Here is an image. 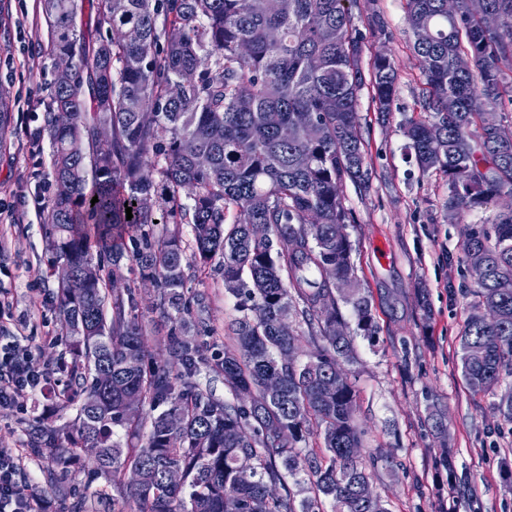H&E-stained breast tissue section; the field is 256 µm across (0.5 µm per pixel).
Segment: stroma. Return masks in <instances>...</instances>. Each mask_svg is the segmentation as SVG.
<instances>
[{"label": "stroma", "instance_id": "stroma-1", "mask_svg": "<svg viewBox=\"0 0 512 512\" xmlns=\"http://www.w3.org/2000/svg\"><path fill=\"white\" fill-rule=\"evenodd\" d=\"M349 9L364 61L389 55L399 74L386 118H379L369 91L361 92L369 183L364 190L349 181L342 188L352 216L347 231L357 281L378 323L375 341L356 338L357 361L349 368L362 444L367 451H397V467L379 468L373 485L391 512H512V423L499 411V393L468 389L460 361L461 332L477 302L476 283L461 261L464 234L494 223L503 202L448 217L445 178L418 172L402 133L408 118H422L425 87L406 0H351ZM47 43L41 0H0V85L24 104L0 148V330L24 335L32 366L49 372L52 386L62 391L67 382L58 367L70 356L55 311L57 284L45 275L51 148L40 128L53 78ZM14 213L25 214V223H11ZM187 288L208 303V342L222 348L235 298L225 295L219 275L194 267ZM36 410L52 420L75 416L39 393L27 395L22 407L0 406V450L19 456L27 493L47 503L48 512H68L46 488V460L27 452L28 421ZM435 412L448 428L452 482L436 469L443 442L434 432Z\"/></svg>", "mask_w": 512, "mask_h": 512}]
</instances>
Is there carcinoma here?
<instances>
[{
  "label": "carcinoma",
  "mask_w": 512,
  "mask_h": 512,
  "mask_svg": "<svg viewBox=\"0 0 512 512\" xmlns=\"http://www.w3.org/2000/svg\"><path fill=\"white\" fill-rule=\"evenodd\" d=\"M82 2L42 0L51 56L74 64L54 76L42 126L52 151L47 268L72 272L57 282L56 312L76 385L55 395L73 421L28 424L51 492L67 494L84 449L96 448L92 474L133 512H389L363 488L395 449L360 455L354 385L336 362L356 363L354 336L377 334L340 188L368 184L358 100L368 85L377 112H391L394 61L375 57L364 83L344 0H99L95 40L77 26ZM486 2L501 17L493 31L466 0L453 16L448 0H407L412 33L432 37L413 43L426 116L403 133L420 172L446 179L450 215L512 195V142L484 119L512 71V0ZM12 112L1 88L0 144ZM101 125L112 129L106 153L95 148ZM232 211L251 223H226ZM160 216L171 221L158 228ZM188 250L239 299L222 351L204 341L205 300L186 296ZM463 253L486 260L477 297L500 312L468 318L460 337L465 383L486 392L512 375V209L470 227ZM145 281L156 288L147 305ZM345 308L356 332L338 336ZM150 313L170 322L162 354L145 342ZM305 342L309 356L288 361ZM203 369L231 398L200 388ZM241 389L254 400L240 402ZM171 469L181 483L166 481Z\"/></svg>",
  "instance_id": "cac0c4a2"
}]
</instances>
